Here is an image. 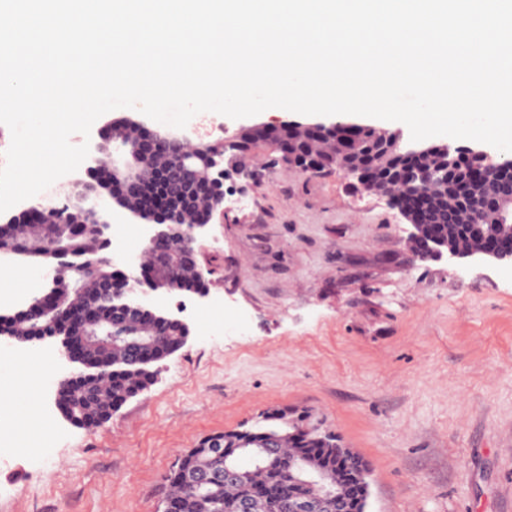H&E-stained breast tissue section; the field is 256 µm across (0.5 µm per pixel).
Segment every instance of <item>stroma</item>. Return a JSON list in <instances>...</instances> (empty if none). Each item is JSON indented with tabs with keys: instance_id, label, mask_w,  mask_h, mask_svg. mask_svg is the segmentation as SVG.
I'll return each instance as SVG.
<instances>
[{
	"instance_id": "stroma-1",
	"label": "stroma",
	"mask_w": 512,
	"mask_h": 512,
	"mask_svg": "<svg viewBox=\"0 0 512 512\" xmlns=\"http://www.w3.org/2000/svg\"><path fill=\"white\" fill-rule=\"evenodd\" d=\"M122 116L198 137L119 108L91 142ZM277 158L259 147L251 180L225 182L195 244L209 297L160 306L188 342L103 426L59 412L79 369L59 340L25 344L50 381L37 457H0V512H161L181 454L277 409L367 461L371 512H512V263L419 258L385 197Z\"/></svg>"
}]
</instances>
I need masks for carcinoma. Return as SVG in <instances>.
I'll return each instance as SVG.
<instances>
[{"instance_id":"1","label":"carcinoma","mask_w":512,"mask_h":512,"mask_svg":"<svg viewBox=\"0 0 512 512\" xmlns=\"http://www.w3.org/2000/svg\"><path fill=\"white\" fill-rule=\"evenodd\" d=\"M248 136L275 146L281 152L290 148L299 154L312 149L318 139L334 141L342 159L357 163L367 173H379L380 188L401 175L410 163L396 151L381 150L382 142L368 129H328L308 143L296 142L290 129L283 125L252 129ZM469 168L470 163L461 159L451 171L456 198L463 200L483 223L492 224L493 196L502 184L512 180V171L506 169L490 174L474 185L469 183ZM92 181L95 195L106 194L117 204H123L120 191L112 188L110 174L96 171ZM428 231L434 235H456V243L463 250L486 245L484 237L469 233L461 224H430ZM0 253L37 257L53 263L48 288L40 294V305L0 315V336L20 344L48 336L61 338L73 361L84 366L79 379L56 392L58 410L78 427L90 429L105 424L115 408L148 388L153 378L149 369L152 363L186 344L187 330L156 312L142 315L134 326L141 341L149 346L148 359H140L137 353L127 351L116 342L107 343L106 336L112 330L117 312L112 308V299L101 295V288L114 279L116 273L108 243L99 237L95 224L0 222ZM200 284L191 268L174 265L159 287L193 292ZM76 301L84 306L83 317H64ZM313 437L312 433L294 434V427L290 425L288 439L280 447L261 448L255 443L249 448L248 456L233 455L222 449L186 452L167 477V500L173 512H242L245 501L250 503V512H290V500L306 496L323 501L319 512H342L336 500L325 499L317 488L298 486L292 481L295 458L311 453L315 454V459L326 461L332 473L343 476L342 470L336 468V449L316 446ZM228 466L242 471L243 478L199 490L184 481V473L188 471L202 477L213 476L224 472Z\"/></svg>"}]
</instances>
